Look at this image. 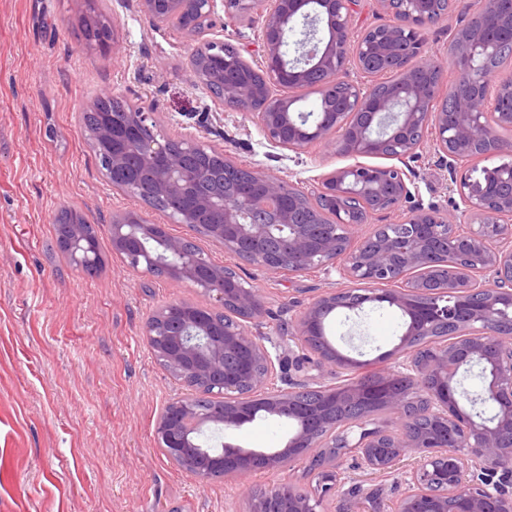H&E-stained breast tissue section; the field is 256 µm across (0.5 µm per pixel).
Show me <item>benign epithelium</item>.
<instances>
[{"instance_id":"benign-epithelium-1","label":"benign epithelium","mask_w":512,"mask_h":512,"mask_svg":"<svg viewBox=\"0 0 512 512\" xmlns=\"http://www.w3.org/2000/svg\"><path fill=\"white\" fill-rule=\"evenodd\" d=\"M122 0L154 26L178 25L203 35L220 16L247 19L259 28L261 55L253 62L215 68L204 51L224 46L206 41L192 53L189 77L212 101L250 116L273 146L294 152L324 145L340 156H384L388 166L361 163L321 178L312 195L264 169L250 172L258 187L206 190L213 174L185 161L194 150L222 159L224 150L194 138L174 140L160 132L138 106L119 127L100 114L89 130L94 145L112 156V172L136 163L141 179L119 190L169 206L172 224L204 225L224 252L262 270L297 273L320 267L336 271L345 286L314 298L288 326V334L262 331V289L236 280L229 266H217L188 239L166 233L141 213H112V250L137 270L190 283L215 296L224 311L248 320H220L215 309L190 311L170 324L169 306L146 322L144 339L157 361L188 394L163 407L157 423L159 448L200 481L279 473L298 458L319 457L338 448L319 466V487L344 498L340 459L352 453L358 465L405 485L394 512H512V162L481 175L452 179L459 203L450 213L418 205L391 224L369 228L370 217L401 210L411 196L408 162L421 150L433 152L455 172L476 156L511 157L492 134L512 126V78L498 80L492 111L476 112L486 99L502 56L512 58V0H484L483 8L457 33L452 62L456 78L447 84V65L433 70L418 62L424 34L447 18L442 0H379L386 20L361 32L353 25L354 0ZM387 60L393 80L377 89L370 57ZM354 68L369 81L349 79ZM320 111H301L295 98L275 87L304 90L313 75ZM448 86L446 107L433 105ZM66 255L84 269L95 240L85 224L65 226ZM395 306L409 317L392 354L360 361L340 353L324 338L315 340L328 313L360 312L347 300ZM308 354L299 358L295 349ZM397 359L393 367L366 365ZM479 368L480 389L462 388L460 370ZM224 400L216 420L200 411L201 395ZM379 406L395 427L367 428ZM292 426L280 448H244L231 442L209 453L191 437L208 423L236 430L256 417ZM410 462L403 467V462ZM307 492L274 483L256 496L250 512H316Z\"/></svg>"}]
</instances>
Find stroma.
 <instances>
[{
	"label": "stroma",
	"mask_w": 512,
	"mask_h": 512,
	"mask_svg": "<svg viewBox=\"0 0 512 512\" xmlns=\"http://www.w3.org/2000/svg\"><path fill=\"white\" fill-rule=\"evenodd\" d=\"M480 0H462L424 36L425 59L444 60ZM111 52L85 48L75 0H0V512H246L248 489L280 481L309 489L305 461L285 472L201 484L162 454L155 434L162 405L186 389L148 351L146 321L185 300L214 307L190 284L133 270L112 251V212L142 210L170 234L192 236L216 265L234 268L265 292L267 332L336 288L337 273H270L233 259L210 238L168 224L164 213L117 193L104 178L80 120L102 87L157 112L161 129L192 133L238 166L263 168L303 189L349 160L317 145L271 146L251 117L215 109L188 77L194 39L156 28L113 0ZM411 204L453 209L447 168L432 154L412 164ZM65 209L94 225L103 271L88 276L56 245ZM401 312L341 311L333 341L345 354L391 350ZM286 423L255 420L233 432L247 448H279ZM348 485L364 492L365 512H392L399 484L367 473L345 455Z\"/></svg>",
	"instance_id": "35a3bbf8"
}]
</instances>
